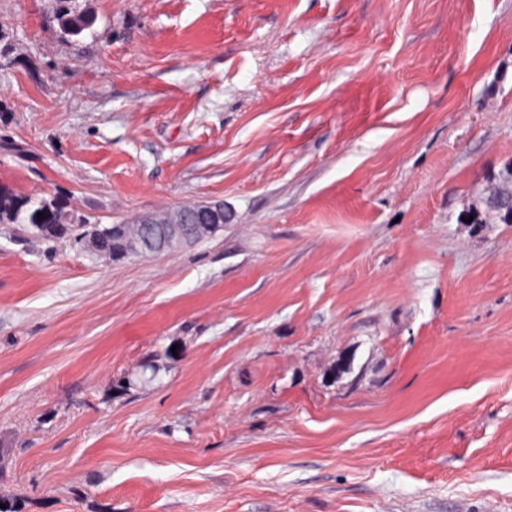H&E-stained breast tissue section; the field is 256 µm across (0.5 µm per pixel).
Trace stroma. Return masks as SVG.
I'll list each match as a JSON object with an SVG mask.
<instances>
[{"mask_svg": "<svg viewBox=\"0 0 512 512\" xmlns=\"http://www.w3.org/2000/svg\"><path fill=\"white\" fill-rule=\"evenodd\" d=\"M77 2L68 41L0 0V188L227 222L118 262L0 224V499L512 512V224L464 220L512 0Z\"/></svg>", "mask_w": 512, "mask_h": 512, "instance_id": "stroma-1", "label": "stroma"}]
</instances>
